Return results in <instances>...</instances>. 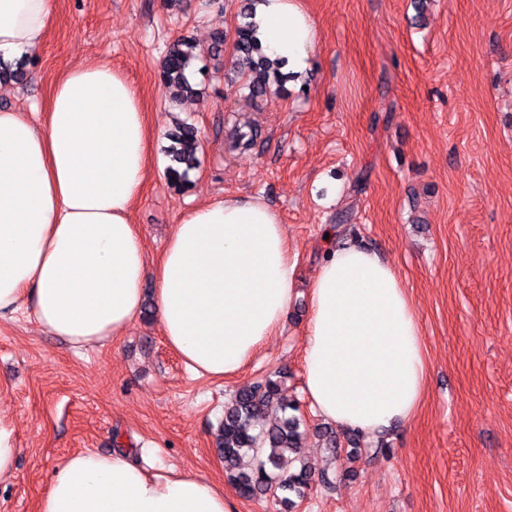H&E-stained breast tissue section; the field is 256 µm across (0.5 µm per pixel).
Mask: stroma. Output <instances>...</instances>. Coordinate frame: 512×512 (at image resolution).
<instances>
[{
  "label": "stroma",
  "mask_w": 512,
  "mask_h": 512,
  "mask_svg": "<svg viewBox=\"0 0 512 512\" xmlns=\"http://www.w3.org/2000/svg\"><path fill=\"white\" fill-rule=\"evenodd\" d=\"M302 4L319 32L311 64L254 101L239 89L240 0H56L27 82L0 86L1 108L40 113L69 67L108 60L143 96L153 163L168 162L174 119L200 134L188 185L150 172L132 211L150 264L190 208L224 195L275 210L296 261L287 320L224 380L193 376L167 346L150 280L146 311L102 346L72 349L24 313L1 319L0 415L19 454L0 512H37L69 455L115 449L209 477L235 512H279L272 498L240 496L216 451L225 401L268 377L298 408L300 458L316 477L290 512H512V0ZM184 36L202 51V94L175 105L159 74ZM252 125L255 145L229 149ZM339 227L407 288L426 375L410 421L336 429L335 458L305 392L303 341L323 235Z\"/></svg>",
  "instance_id": "1"
}]
</instances>
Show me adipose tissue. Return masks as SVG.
<instances>
[{
  "label": "adipose tissue",
  "mask_w": 512,
  "mask_h": 512,
  "mask_svg": "<svg viewBox=\"0 0 512 512\" xmlns=\"http://www.w3.org/2000/svg\"><path fill=\"white\" fill-rule=\"evenodd\" d=\"M54 0H0V60L36 53ZM256 35L301 74L317 28L300 0H256ZM152 134L134 85L106 61L54 82L43 120L0 109V318L28 310L71 346L122 336L144 303L148 256L131 221ZM295 264L267 204L202 202L174 225L155 271L166 344L194 374L241 372L288 317ZM306 393L325 422L360 433L408 421L424 393L418 316L393 267L357 238L327 247L312 280ZM38 512H233L210 478L147 474L128 453L71 454Z\"/></svg>",
  "instance_id": "1"
}]
</instances>
